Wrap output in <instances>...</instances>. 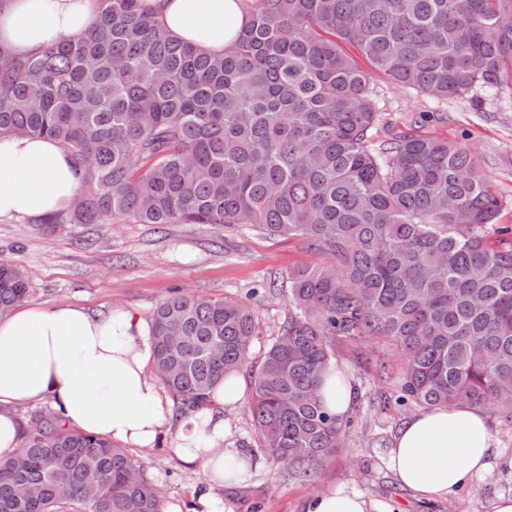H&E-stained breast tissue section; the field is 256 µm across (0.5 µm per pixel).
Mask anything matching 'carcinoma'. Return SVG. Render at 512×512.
<instances>
[{
  "mask_svg": "<svg viewBox=\"0 0 512 512\" xmlns=\"http://www.w3.org/2000/svg\"><path fill=\"white\" fill-rule=\"evenodd\" d=\"M84 34L24 58L0 49V138L48 137L81 191L50 224H250L300 238L324 266L288 273V314L253 367L260 448L309 478L350 421L318 389L338 336H389L383 405L468 404L512 418V235L473 153L400 134L376 146L370 71L433 98L512 89V0H255L222 55L169 35L139 0H95ZM356 47L370 69L343 48ZM31 285L0 260V315ZM251 305L174 289L154 311V373L179 416L247 366ZM144 465L27 415L0 461V512H161Z\"/></svg>",
  "mask_w": 512,
  "mask_h": 512,
  "instance_id": "obj_1",
  "label": "carcinoma"
}]
</instances>
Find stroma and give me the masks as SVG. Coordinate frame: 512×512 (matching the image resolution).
<instances>
[{
    "label": "stroma",
    "instance_id": "obj_1",
    "mask_svg": "<svg viewBox=\"0 0 512 512\" xmlns=\"http://www.w3.org/2000/svg\"><path fill=\"white\" fill-rule=\"evenodd\" d=\"M379 108L375 142L414 133L472 148L492 192L501 201L497 225H512V94L480 93L474 101L437 100L371 76ZM18 264L31 285L32 304H73L104 311L114 306L152 320L173 288L209 299L249 301L259 320L260 342L251 362L261 357L263 340L277 335L288 309V273L323 263L321 254L297 238H273L251 226L226 229L213 224H138L119 217L110 224H43L0 220V260ZM334 360L350 374L356 403L343 448L321 460L311 480L275 468L257 449L247 407L229 414L231 438L251 451L257 468L249 485L225 486L232 512H303L318 491L343 486L370 497L399 503L403 512H489L497 494L512 492V420L489 419L501 455L492 471L457 497L416 500L385 467L392 436L411 409L381 405V393L396 391L400 368L395 347L385 336L371 340L340 337ZM172 439L149 449H133L165 502L188 512L202 475L182 467L170 450Z\"/></svg>",
    "mask_w": 512,
    "mask_h": 512
}]
</instances>
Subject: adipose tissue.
Returning a JSON list of instances; mask_svg holds the SVG:
<instances>
[{"instance_id": "1", "label": "adipose tissue", "mask_w": 512, "mask_h": 512, "mask_svg": "<svg viewBox=\"0 0 512 512\" xmlns=\"http://www.w3.org/2000/svg\"><path fill=\"white\" fill-rule=\"evenodd\" d=\"M174 37L220 55L250 14L243 0H141ZM94 0H7L0 8V47L24 56L46 44L66 43L95 21ZM80 185L54 140H0V220H42L69 208ZM149 326L126 308L93 311L70 304H37L0 316V460L19 450L20 406L50 401L69 429L131 448L151 447L173 431L171 451L202 480L192 512H223L226 481L247 484L253 460L230 439L227 413L239 407L240 374L218 382L210 407L176 417L151 371ZM320 397L330 413L346 416L354 393L348 372L328 367ZM500 456L484 411L466 404L432 409L404 421L394 434L386 467L421 501L445 500L483 478ZM305 512H400L391 502L342 488L313 494Z\"/></svg>"}]
</instances>
